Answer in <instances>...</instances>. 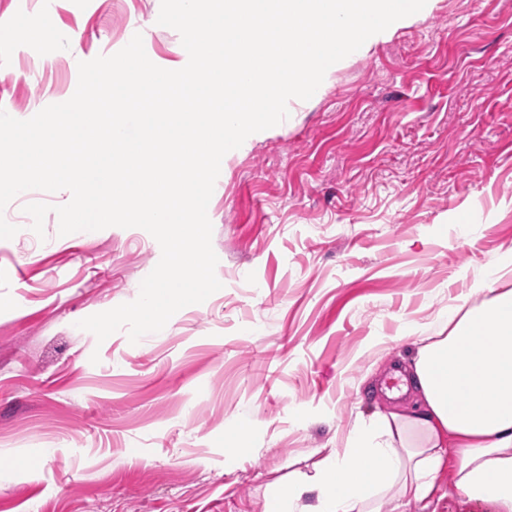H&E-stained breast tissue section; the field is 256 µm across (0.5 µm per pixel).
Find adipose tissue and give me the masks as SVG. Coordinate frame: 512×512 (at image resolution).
Wrapping results in <instances>:
<instances>
[{
    "mask_svg": "<svg viewBox=\"0 0 512 512\" xmlns=\"http://www.w3.org/2000/svg\"><path fill=\"white\" fill-rule=\"evenodd\" d=\"M417 403L357 422L343 449L265 491V512H402L450 492L512 512V257L475 282L435 335L418 337Z\"/></svg>",
    "mask_w": 512,
    "mask_h": 512,
    "instance_id": "obj_1",
    "label": "adipose tissue"
}]
</instances>
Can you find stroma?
<instances>
[{"label": "stroma", "instance_id": "stroma-1", "mask_svg": "<svg viewBox=\"0 0 512 512\" xmlns=\"http://www.w3.org/2000/svg\"><path fill=\"white\" fill-rule=\"evenodd\" d=\"M160 3L0 0V108L68 100L79 62L137 34L186 64ZM288 110L224 157L221 289L138 343L77 323L138 297L147 231L62 236L51 212L36 235L25 205L64 190L0 212L19 228L0 240V512H264L269 483L391 406L389 366L512 252V0H436Z\"/></svg>", "mask_w": 512, "mask_h": 512}]
</instances>
